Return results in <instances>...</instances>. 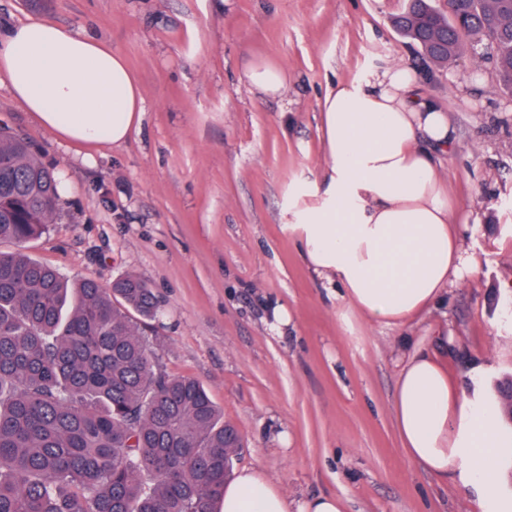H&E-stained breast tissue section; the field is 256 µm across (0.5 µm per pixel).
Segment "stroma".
Here are the masks:
<instances>
[{
    "mask_svg": "<svg viewBox=\"0 0 512 512\" xmlns=\"http://www.w3.org/2000/svg\"><path fill=\"white\" fill-rule=\"evenodd\" d=\"M405 0H0V30L50 21L100 39L139 76L145 113L93 163L59 142L0 86V127L18 133L71 190L30 256L72 279L133 274L163 305L152 334L170 375L201 382L236 427L235 469L253 467L289 512L322 493L346 512H494L456 478L402 454L394 427L398 360L446 331L448 370L491 401L512 375V96L492 61L463 52L424 81L456 130L448 193L473 223L464 246L479 279L410 326L372 324L306 265L290 226L328 173L321 103L335 83L414 65L392 25ZM288 71L283 96L245 70ZM285 308L288 324L274 326ZM246 78L252 88L271 97L281 95L288 86V71L273 62L251 64L247 68Z\"/></svg>",
    "mask_w": 512,
    "mask_h": 512,
    "instance_id": "1",
    "label": "stroma"
}]
</instances>
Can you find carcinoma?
Returning a JSON list of instances; mask_svg holds the SVG:
<instances>
[{
	"label": "carcinoma",
	"instance_id": "obj_1",
	"mask_svg": "<svg viewBox=\"0 0 512 512\" xmlns=\"http://www.w3.org/2000/svg\"><path fill=\"white\" fill-rule=\"evenodd\" d=\"M395 27L417 70L462 36L512 94V0H406ZM61 205L31 145L0 129V512H216L239 432L199 381L167 374L139 325L160 302L139 277L77 284L30 258Z\"/></svg>",
	"mask_w": 512,
	"mask_h": 512
}]
</instances>
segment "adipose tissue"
<instances>
[{
    "label": "adipose tissue",
    "instance_id": "ef3b65f1",
    "mask_svg": "<svg viewBox=\"0 0 512 512\" xmlns=\"http://www.w3.org/2000/svg\"><path fill=\"white\" fill-rule=\"evenodd\" d=\"M1 82L57 138L89 150L123 144L142 121L141 86L125 57L52 22L0 32ZM419 87L416 70L390 64L327 91L329 184L293 226L304 257L337 301L395 328L480 275L478 259L462 248L468 227L454 223L442 175V158L454 144L448 114ZM394 415L411 462L477 487L499 512H512L486 464L512 440L497 427L498 410L470 398L441 355L419 349L404 359ZM220 509L288 512V499L260 471L244 469L225 485Z\"/></svg>",
    "mask_w": 512,
    "mask_h": 512
}]
</instances>
